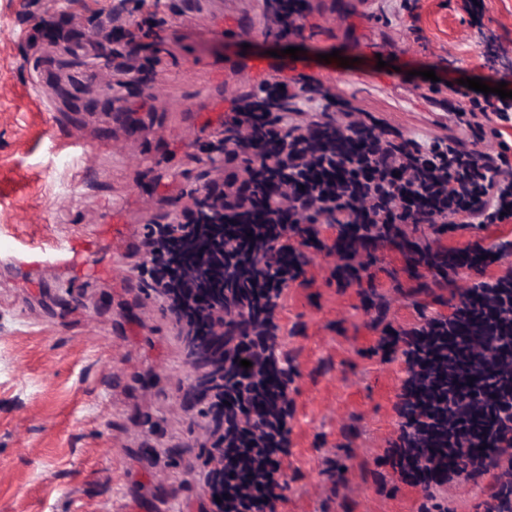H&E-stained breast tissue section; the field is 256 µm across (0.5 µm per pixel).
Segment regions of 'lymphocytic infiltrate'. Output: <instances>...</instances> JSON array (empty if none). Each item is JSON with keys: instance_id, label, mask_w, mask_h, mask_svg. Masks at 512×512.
Instances as JSON below:
<instances>
[{"instance_id": "obj_1", "label": "lymphocytic infiltrate", "mask_w": 512, "mask_h": 512, "mask_svg": "<svg viewBox=\"0 0 512 512\" xmlns=\"http://www.w3.org/2000/svg\"><path fill=\"white\" fill-rule=\"evenodd\" d=\"M267 33L302 34L306 0H267ZM464 138L403 137L321 84L269 81L235 99L213 144L206 199L159 224L138 246L139 268L182 336L216 337L224 358L198 391L194 438L207 449L203 512H267L289 455L291 368L275 353L290 283H306L305 247L338 228L339 275L364 271L370 243L408 244L437 233L512 222V162L482 149L488 107L456 90L448 104ZM224 226L222 240L186 254L184 233ZM382 358L401 361L399 434L383 460L425 488L489 478L483 512H512V275L460 293L447 313L410 329L385 328ZM249 367H241V360Z\"/></svg>"}]
</instances>
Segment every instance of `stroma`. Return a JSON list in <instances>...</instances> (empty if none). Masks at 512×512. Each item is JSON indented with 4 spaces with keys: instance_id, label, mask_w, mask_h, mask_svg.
<instances>
[{
    "instance_id": "stroma-1",
    "label": "stroma",
    "mask_w": 512,
    "mask_h": 512,
    "mask_svg": "<svg viewBox=\"0 0 512 512\" xmlns=\"http://www.w3.org/2000/svg\"><path fill=\"white\" fill-rule=\"evenodd\" d=\"M310 0L302 37L269 36L262 0H139L164 25L141 39L150 86H118L123 43L107 39L113 0H0V512H201V451L186 396L193 370L182 337L127 287L133 263L103 250L92 286L80 269L33 247L113 222L140 235L186 203L212 166L208 145L234 96L260 78L225 74L245 56L302 48L336 93L421 142L458 136L443 107L448 86L491 87L512 70L489 67L482 46L512 53V0ZM244 27L228 40L224 28ZM339 58H332V51ZM353 59L341 67L340 57ZM434 70L437 79H423ZM383 72L387 85L351 76ZM336 231L306 248L309 284L285 289L277 354L294 366L285 500L279 512H420L424 493L380 463L398 433L399 363L373 349L380 327L408 328L447 312L451 289L512 269V223L454 234L423 225L412 246L371 247L360 283L338 287ZM505 243L499 261L464 266L433 284L416 247ZM72 289H62V282ZM347 467L332 493L328 460Z\"/></svg>"
}]
</instances>
